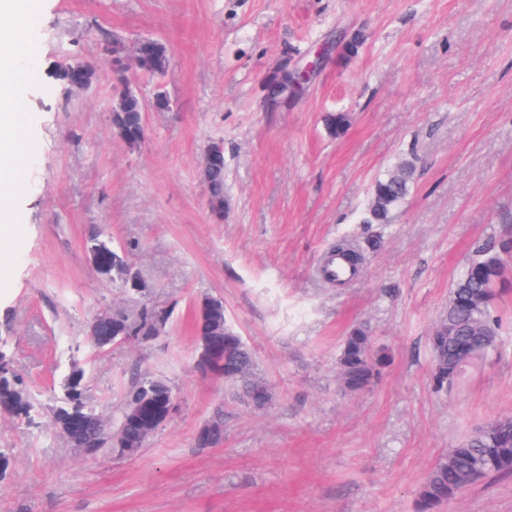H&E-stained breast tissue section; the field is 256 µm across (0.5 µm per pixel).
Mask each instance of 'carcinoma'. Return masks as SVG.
<instances>
[{
	"label": "carcinoma",
	"mask_w": 512,
	"mask_h": 512,
	"mask_svg": "<svg viewBox=\"0 0 512 512\" xmlns=\"http://www.w3.org/2000/svg\"><path fill=\"white\" fill-rule=\"evenodd\" d=\"M136 52L149 61L144 77L154 80L162 76L169 64L166 46L155 39H142ZM50 77L66 91L77 81V64L59 61ZM117 98L113 107L112 134L130 147H137L147 137V127L141 121L142 101L127 95L125 80L111 77ZM349 124L348 115L336 112L327 118L332 135L340 136ZM416 156L395 162L371 186L365 210L366 223L385 224L408 195L415 179ZM209 205L218 219L224 218V155L212 157L206 176ZM512 250V241H491L476 251L463 276L450 290L448 306L432 326L429 342L432 352L431 380L435 390L453 385L463 367L482 358L498 343L499 320L492 314L497 296V284L503 280L505 267L499 256ZM169 314L142 307L136 315L112 313V321L97 326V336L105 340L121 334L127 338L148 341L162 332ZM218 338L224 345V384L234 395L255 409H263L273 395L267 382L255 371L252 353L242 338L228 324L225 310L217 313ZM387 356L373 347L371 331L361 324L343 337L338 355L339 379L349 393L369 388L380 376ZM82 368H73L61 386V396L52 407L50 424L56 433L66 428L67 415L84 410L85 401L79 384ZM35 409L26 391L14 360L0 352V416L29 423ZM142 428L120 420L116 435L121 442L136 448L142 441ZM76 439L98 441L107 432L88 424L72 433ZM512 472V417L489 422L467 435L456 447L448 449L435 463L418 491L417 512H439L463 489L494 475Z\"/></svg>",
	"instance_id": "obj_1"
}]
</instances>
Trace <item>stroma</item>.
Returning a JSON list of instances; mask_svg holds the SVG:
<instances>
[{
  "mask_svg": "<svg viewBox=\"0 0 512 512\" xmlns=\"http://www.w3.org/2000/svg\"><path fill=\"white\" fill-rule=\"evenodd\" d=\"M15 60L23 112L0 154L21 189L0 251V341L36 406L34 423L0 417V512H415L436 461L467 434L512 416V265L494 305L499 343L443 393L428 336L479 245L512 239V0H30ZM363 33L357 56L341 35ZM118 38L161 40L165 75L130 74L148 137L111 131L106 75ZM321 58L288 105L264 106L282 61ZM93 63L102 77L64 92L26 70ZM350 124L331 135L325 118ZM224 148L223 219L209 206L204 152ZM417 178L389 223L362 217L370 187L400 157ZM128 252L136 292L100 274L93 228ZM348 238L366 262L346 287L319 277ZM379 240L371 248V240ZM223 300L273 399L257 411L223 377L194 368L193 305ZM170 313L156 339L98 351L85 327L103 308ZM371 326L389 360L362 393L342 391L343 336ZM89 407L120 418L135 381H165L170 419L131 456L89 457L48 422L72 364ZM224 438L201 449L215 417ZM442 512H512V475L468 487Z\"/></svg>",
  "mask_w": 512,
  "mask_h": 512,
  "instance_id": "1",
  "label": "stroma"
}]
</instances>
